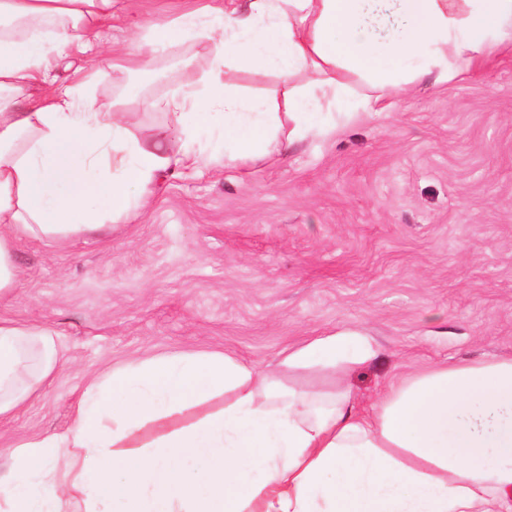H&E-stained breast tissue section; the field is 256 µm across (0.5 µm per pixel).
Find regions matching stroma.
<instances>
[{"instance_id": "1", "label": "stroma", "mask_w": 512, "mask_h": 512, "mask_svg": "<svg viewBox=\"0 0 512 512\" xmlns=\"http://www.w3.org/2000/svg\"><path fill=\"white\" fill-rule=\"evenodd\" d=\"M205 64L185 42L149 72L106 71L87 96L108 112ZM17 263L0 320L52 332L66 365L0 423L1 474L5 447L64 432L89 380L138 358L228 353L317 390L321 372L279 362L358 327L378 355L349 382L368 397L415 369L511 357L512 55L423 79L281 157L167 176L111 233L25 237Z\"/></svg>"}]
</instances>
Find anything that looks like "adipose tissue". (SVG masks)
I'll list each match as a JSON object with an SVG mask.
<instances>
[{
    "mask_svg": "<svg viewBox=\"0 0 512 512\" xmlns=\"http://www.w3.org/2000/svg\"><path fill=\"white\" fill-rule=\"evenodd\" d=\"M114 2L0 0V301L19 284L21 238L111 230L163 174L280 154L512 48V0H209L115 52L102 44ZM186 40L205 45V68L137 101L172 117L175 141L136 136L127 97L108 112L84 98L98 70L52 75L67 51L145 71ZM243 69L278 91L226 81ZM375 356L358 328L289 353L288 369L335 374L323 392L228 354L127 363L90 381L66 432L10 446L0 499L7 512H512V357L438 364L366 398L348 377ZM58 365L52 333L0 321V420ZM218 396L223 409L177 425Z\"/></svg>",
    "mask_w": 512,
    "mask_h": 512,
    "instance_id": "1",
    "label": "adipose tissue"
}]
</instances>
